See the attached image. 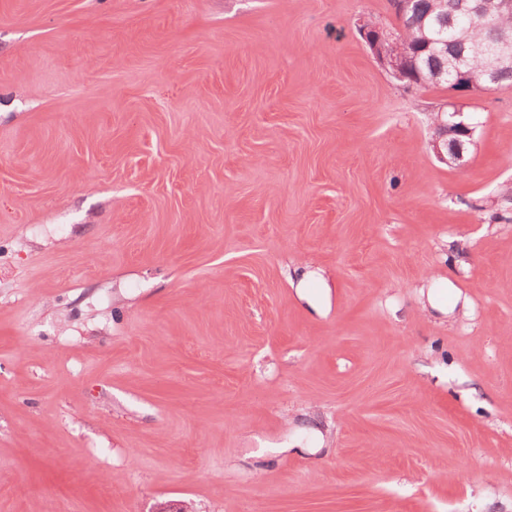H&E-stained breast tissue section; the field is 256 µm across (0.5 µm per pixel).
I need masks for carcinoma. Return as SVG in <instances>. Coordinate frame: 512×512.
<instances>
[{"instance_id": "cac0c4a2", "label": "carcinoma", "mask_w": 512, "mask_h": 512, "mask_svg": "<svg viewBox=\"0 0 512 512\" xmlns=\"http://www.w3.org/2000/svg\"><path fill=\"white\" fill-rule=\"evenodd\" d=\"M499 4L500 0H485V17L480 19L462 14L460 0H407V6L396 12L397 36L405 47L421 50L416 60L418 85L446 87L456 80L450 60L462 50L460 40L494 46L512 34V11Z\"/></svg>"}]
</instances>
